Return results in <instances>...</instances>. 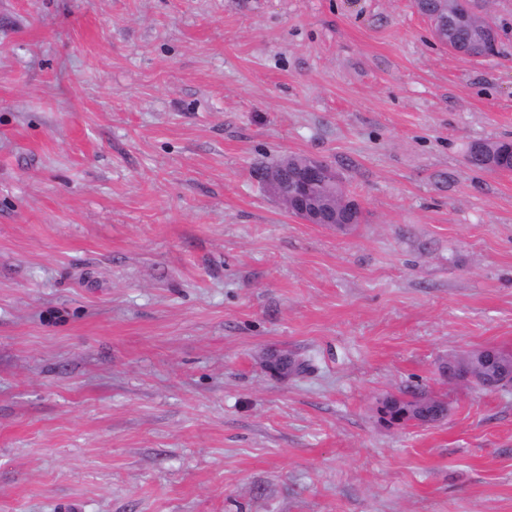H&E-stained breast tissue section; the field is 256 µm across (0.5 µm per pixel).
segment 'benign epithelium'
I'll return each instance as SVG.
<instances>
[{"label":"benign epithelium","instance_id":"1","mask_svg":"<svg viewBox=\"0 0 512 512\" xmlns=\"http://www.w3.org/2000/svg\"><path fill=\"white\" fill-rule=\"evenodd\" d=\"M493 0H434L430 15L435 31L455 39L457 22L461 15L470 18L469 35L476 44H485L493 34L491 7ZM467 162L485 169L505 173L489 159L480 144L471 147ZM263 184L274 194L289 213L306 224H326L332 228L348 226L342 214L348 213L349 201L341 193V184L335 169L327 162L311 156H287L278 169L264 171ZM473 388L494 391L512 385V368L500 371L495 381L487 383L484 376H470Z\"/></svg>","mask_w":512,"mask_h":512}]
</instances>
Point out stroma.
<instances>
[{
	"label": "stroma",
	"instance_id": "1",
	"mask_svg": "<svg viewBox=\"0 0 512 512\" xmlns=\"http://www.w3.org/2000/svg\"><path fill=\"white\" fill-rule=\"evenodd\" d=\"M0 0V512H512V0ZM325 160L365 221L255 169ZM311 360L272 373L273 355ZM447 400L428 425L382 400ZM433 13L429 15L435 31L443 37L448 33V48L457 55L470 58L490 56L470 46L465 29L462 26L455 30L462 13L470 18L469 35L476 44H486L493 34V19L490 15L493 0H433ZM465 3V11L462 4ZM454 41V46L449 47ZM427 405L429 420L447 411L448 402L423 391L401 392L382 404V418L392 424H408L418 419V410Z\"/></svg>",
	"mask_w": 512,
	"mask_h": 512
}]
</instances>
